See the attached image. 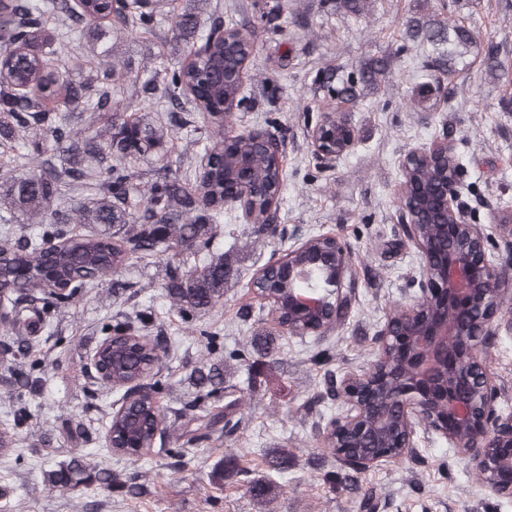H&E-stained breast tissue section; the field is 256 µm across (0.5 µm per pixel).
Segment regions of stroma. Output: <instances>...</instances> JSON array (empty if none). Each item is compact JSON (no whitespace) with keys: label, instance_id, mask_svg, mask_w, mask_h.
Instances as JSON below:
<instances>
[{"label":"stroma","instance_id":"35a3bbf8","mask_svg":"<svg viewBox=\"0 0 512 512\" xmlns=\"http://www.w3.org/2000/svg\"><path fill=\"white\" fill-rule=\"evenodd\" d=\"M253 11L278 8L276 31L255 28V54L247 68L233 112L235 131H261L277 126L285 135L286 187L279 202L283 233L275 241L255 237L242 221H225L217 237L232 275L224 297L205 315L182 318L162 296L166 279L162 259H148L123 270L129 282L124 295L111 283L63 309L41 336L36 356L43 385L31 400L33 415L20 428L21 457L0 455V512H357L336 479L347 473L341 458L327 452L317 430L345 416L343 399L311 405L326 373L344 380L369 367L375 358L374 336L387 318L418 303L415 285L422 274L420 255L398 224L402 191L400 162L412 149L448 137L464 155L465 198L485 224L492 250L512 256V85L488 72L487 52L512 66V0H365L354 15L320 12L318 0H200L201 19L216 5ZM443 11L449 22H464L473 34L469 51L452 62L440 78L442 91L427 107L412 102L416 85L436 78L424 63L436 56L430 43L409 37L411 17ZM164 30L153 34L113 30L108 22L76 34L80 78L94 67L101 45L112 48L116 65H129L139 82L176 65L181 54L165 46ZM293 43L287 67L277 65L278 43ZM392 55L391 72L374 89L361 94L358 105H345L315 93L320 68L338 74L355 71L367 59ZM345 112L356 132L351 151L321 166L311 148V135L323 114ZM174 166L198 165L210 142L191 128L167 133ZM341 236L354 252L351 273L355 297L340 311L324 339L291 336L278 327L270 307L252 286V277L272 253H287L298 240L316 234ZM261 308L285 364L272 370L228 361L230 351L249 346L251 331L240 326L239 307ZM144 310L152 326L149 336L180 339L176 358L167 361L161 379L165 399L191 394L192 368L226 359V383L251 388L237 408L239 429L228 440L197 451L190 466L174 467L170 457L152 454L135 462L105 456L104 421L118 407L120 390L90 370V358L103 340L100 328L117 311ZM218 334L208 348L202 330ZM482 360L498 379L499 406L512 412V330L501 329L482 349ZM94 408H87V401ZM288 453V467L269 469L267 455ZM241 455L248 475L212 482L217 463L228 453ZM80 454L92 468L105 467L121 477L137 476L141 495L129 497L95 485L75 493L49 486L50 471ZM272 483L273 501L253 499L248 479ZM374 487L376 512H512V496L489 495L483 479L468 461L432 429H419L414 451L396 462H382L361 472Z\"/></svg>","mask_w":512,"mask_h":512}]
</instances>
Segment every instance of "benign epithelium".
<instances>
[{
    "label": "benign epithelium",
    "mask_w": 512,
    "mask_h": 512,
    "mask_svg": "<svg viewBox=\"0 0 512 512\" xmlns=\"http://www.w3.org/2000/svg\"><path fill=\"white\" fill-rule=\"evenodd\" d=\"M336 119V114H328L313 131L312 151L321 161H333L355 144L350 136L340 152H330L323 146L321 129ZM446 148L445 139L417 148L404 157L401 169H407L414 159L435 155ZM459 182L460 171L456 170L434 197L422 196L419 205L404 209L402 216V233L417 248L422 260L418 288L422 296L432 295L438 301L435 316L428 319L417 304L401 310L407 326L400 337L393 331L397 319L387 320L377 333L376 358L364 376L357 375L341 385L343 398L351 404L349 413L330 421L323 435H334L340 441L363 431L365 421L379 414L377 402L365 403L357 398L356 384L371 376H384L389 370L384 364L386 354L399 341L413 371L412 381L398 389L403 417L402 433L396 444L400 456L412 452L416 429L425 426L448 441L472 466L494 475L503 465L512 466V456L503 458L498 454L500 448H512V414L502 412L498 406L499 389L482 363L480 348L482 337L494 336L500 328L498 295L503 266L488 249L485 225L475 222L474 212L462 200ZM442 213L449 218L441 228L451 245L447 252L438 254L424 237L425 220ZM327 238L336 239L334 255L311 256L306 240L288 250L290 255L301 253L312 259L314 266L327 264L333 268L328 299L302 291L290 296L288 307L308 312L303 331L296 329L291 319L281 323L290 336L317 335L345 302L344 290L350 277L347 248L335 235L329 234ZM342 458L346 464L364 471L394 460L389 453L367 459L344 454Z\"/></svg>",
    "instance_id": "benign-epithelium-1"
}]
</instances>
